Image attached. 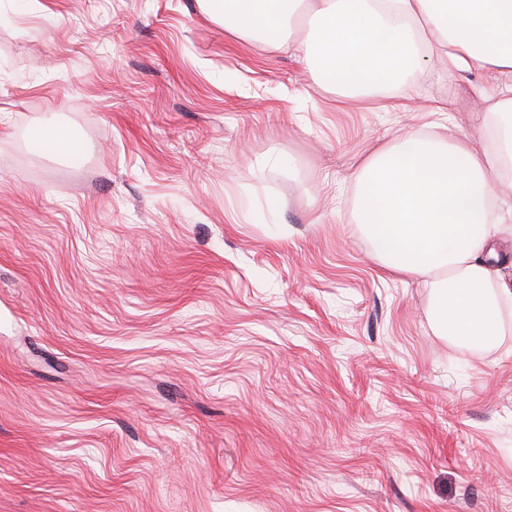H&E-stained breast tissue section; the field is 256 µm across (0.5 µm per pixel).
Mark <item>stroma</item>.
<instances>
[{
	"label": "stroma",
	"instance_id": "stroma-1",
	"mask_svg": "<svg viewBox=\"0 0 512 512\" xmlns=\"http://www.w3.org/2000/svg\"><path fill=\"white\" fill-rule=\"evenodd\" d=\"M318 82L200 0H0V512H512V332L437 335L354 212L434 102L492 151L512 73ZM33 135L37 139L44 140L52 153L61 157H70L86 150L85 144L75 138L67 128L57 127L50 130L42 124H36Z\"/></svg>",
	"mask_w": 512,
	"mask_h": 512
}]
</instances>
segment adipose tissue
I'll return each instance as SVG.
<instances>
[{
    "instance_id": "1",
    "label": "adipose tissue",
    "mask_w": 512,
    "mask_h": 512,
    "mask_svg": "<svg viewBox=\"0 0 512 512\" xmlns=\"http://www.w3.org/2000/svg\"><path fill=\"white\" fill-rule=\"evenodd\" d=\"M236 37L271 46L296 40L303 15L313 33L296 40L325 84L358 97L394 89L388 112L409 99V74L424 57L488 76L512 72V0H202ZM478 125L498 148L473 149L466 138L411 128L378 147L356 176L355 222L387 270L422 280L440 335L490 343L512 318V281L490 259L512 209V97L482 94Z\"/></svg>"
}]
</instances>
